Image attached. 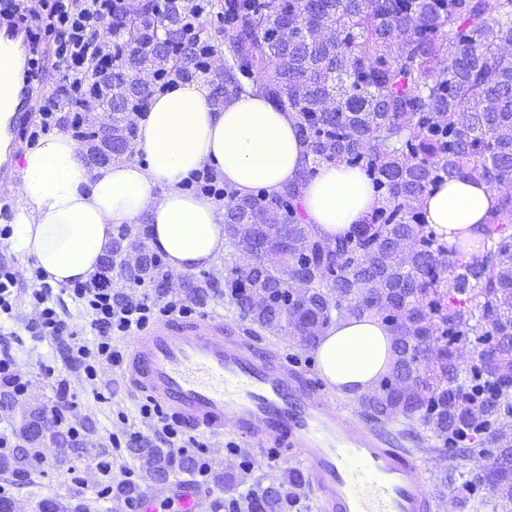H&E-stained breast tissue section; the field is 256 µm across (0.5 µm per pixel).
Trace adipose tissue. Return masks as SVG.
<instances>
[{"label": "adipose tissue", "instance_id": "1", "mask_svg": "<svg viewBox=\"0 0 512 512\" xmlns=\"http://www.w3.org/2000/svg\"><path fill=\"white\" fill-rule=\"evenodd\" d=\"M135 148L136 159L92 168L61 132L28 147L21 181L9 189L11 253L33 260L44 282H82L110 250L115 226L144 224L171 272L210 267L229 244L224 207L182 186L206 167L242 195L298 186L306 223L329 237L362 223L374 203L365 177L343 164L307 176L310 156L295 119L258 92L216 106L206 85L177 84L154 96L139 118ZM497 202L484 182L452 178L426 195L423 206L428 222L453 245L478 239ZM315 357L329 387L354 397L388 372L391 333L369 315L342 320L322 336Z\"/></svg>", "mask_w": 512, "mask_h": 512}]
</instances>
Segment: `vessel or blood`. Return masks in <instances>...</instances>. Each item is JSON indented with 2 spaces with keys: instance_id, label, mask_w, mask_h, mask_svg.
<instances>
[{
  "instance_id": "b4317fda",
  "label": "vessel or blood",
  "mask_w": 512,
  "mask_h": 512,
  "mask_svg": "<svg viewBox=\"0 0 512 512\" xmlns=\"http://www.w3.org/2000/svg\"><path fill=\"white\" fill-rule=\"evenodd\" d=\"M30 43L28 30L0 22V56ZM34 91L33 75L19 74L5 127L10 138L34 122ZM127 374L186 428L212 434L230 428L262 446L290 449L320 512H433L404 438L371 418L341 414L313 375L225 328L221 318L158 320L134 337Z\"/></svg>"
}]
</instances>
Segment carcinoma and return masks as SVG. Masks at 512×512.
Returning <instances> with one entry per match:
<instances>
[{"label": "carcinoma", "mask_w": 512, "mask_h": 512, "mask_svg": "<svg viewBox=\"0 0 512 512\" xmlns=\"http://www.w3.org/2000/svg\"><path fill=\"white\" fill-rule=\"evenodd\" d=\"M207 9L224 27L219 48L223 96L254 89L271 69L264 95L297 120L307 144L311 177L325 163H343L368 180L375 199L363 223L344 236L326 239L298 215V190L259 189L228 214L233 225L255 224L252 247L260 272L239 263L225 271L224 287L239 309L245 294L281 284L288 295L306 299L297 321L282 333L303 344L299 326L310 322L325 332L333 317L364 314L388 321L396 358L389 375H415L413 390L376 386L360 398L364 414L385 423L402 417L433 430L425 451L450 461L464 455L492 460L483 478L463 484L460 504L484 487L512 484V432L497 428L512 415V346L500 348L498 372L469 391L452 388L461 347L487 342L512 327V195L501 194L481 225V237L450 247L428 224L422 198L450 177L481 180L493 187L512 181V0H332L319 17L303 13V0H209ZM152 73H174L191 81L192 69L158 57ZM336 113L325 110V88ZM120 99L132 107L123 78H112L101 108ZM306 246L314 281L290 276L288 253L266 246L278 225ZM407 252L414 268L432 269L427 291L401 286L410 277L395 260ZM469 248V265L452 269L447 251ZM300 486L303 477L289 476ZM286 484V485H288ZM285 484L276 494H250L253 512H288L296 505Z\"/></svg>", "instance_id": "cac0c4a2"}]
</instances>
